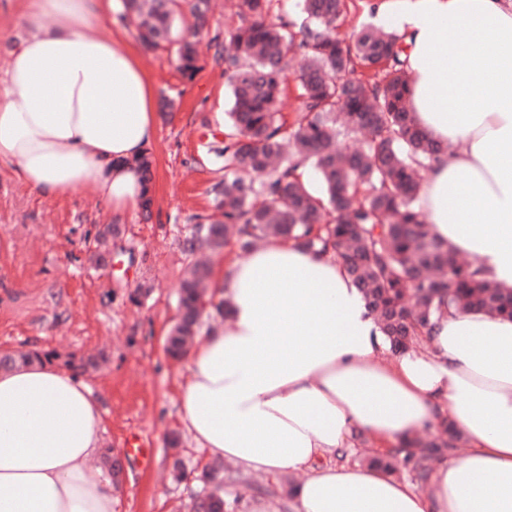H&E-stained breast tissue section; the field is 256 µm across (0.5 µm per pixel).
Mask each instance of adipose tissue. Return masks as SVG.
I'll return each mask as SVG.
<instances>
[{
    "instance_id": "obj_1",
    "label": "adipose tissue",
    "mask_w": 512,
    "mask_h": 512,
    "mask_svg": "<svg viewBox=\"0 0 512 512\" xmlns=\"http://www.w3.org/2000/svg\"><path fill=\"white\" fill-rule=\"evenodd\" d=\"M116 0H19L29 29L0 77V163L34 191L92 189L121 214L145 192L132 159L157 129L137 50L103 33ZM405 33L410 108L445 149L421 192L440 239L512 285V0H380ZM224 318L198 337L180 388L198 447L257 473L302 474L295 512H512V320L455 311L420 345L388 344L342 264L284 240L213 273ZM448 420L466 450L417 488L335 464L368 441L404 444ZM97 398L47 362L0 372V512H114L95 466Z\"/></svg>"
}]
</instances>
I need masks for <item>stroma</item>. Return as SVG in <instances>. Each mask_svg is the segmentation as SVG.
<instances>
[{
    "mask_svg": "<svg viewBox=\"0 0 512 512\" xmlns=\"http://www.w3.org/2000/svg\"><path fill=\"white\" fill-rule=\"evenodd\" d=\"M241 0H216L199 39L201 69L194 81L178 70L174 47L141 50L154 80L158 124L149 150L154 159L151 218L135 210L112 215L91 190L43 196L27 187L13 166L0 164V355L18 350L71 358L99 356L81 377L98 398L105 444L119 460L116 512H191L211 459L180 420L178 392L184 361L165 352L180 317L177 285L188 260L182 243L198 214L215 211L213 186L224 171L212 118L228 103L224 65L212 41L240 10ZM118 224L121 234L103 263L91 249L99 231ZM153 285L141 305L129 294ZM137 430L154 451L152 470L124 460L121 441ZM186 479L177 480V471ZM224 499L234 512H251L271 497L277 512H293L294 476H255L228 461Z\"/></svg>",
    "mask_w": 512,
    "mask_h": 512,
    "instance_id": "obj_1",
    "label": "stroma"
}]
</instances>
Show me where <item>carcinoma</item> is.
<instances>
[{"label": "carcinoma", "instance_id": "carcinoma-1", "mask_svg": "<svg viewBox=\"0 0 512 512\" xmlns=\"http://www.w3.org/2000/svg\"><path fill=\"white\" fill-rule=\"evenodd\" d=\"M142 46L177 44L178 70L191 81L199 71L197 36L213 0H123ZM283 0H241V22L217 43L233 107L224 124V178L213 187L215 213L197 217L183 242L191 257L178 286L180 318L166 341L173 359L185 357L199 335L207 299L210 256L227 245L247 253L283 239L303 250L331 254L360 290L389 348L416 344L444 314L473 311L512 319V286L484 276L475 259L458 258L436 237L419 206V173L443 155L414 122L401 55L404 36L364 26L345 39L347 0H297L300 16ZM194 24L173 38L175 17ZM297 58L300 105L289 118L282 99L290 59ZM361 137L346 152L339 141ZM120 228L97 238L96 261ZM51 355H0V370L48 362ZM443 420L432 439L405 444V464L423 479L428 463L455 447ZM203 494L193 512H224V469L202 471Z\"/></svg>", "mask_w": 512, "mask_h": 512}]
</instances>
